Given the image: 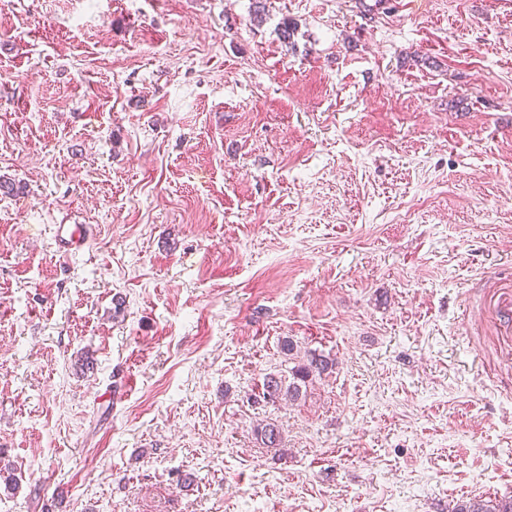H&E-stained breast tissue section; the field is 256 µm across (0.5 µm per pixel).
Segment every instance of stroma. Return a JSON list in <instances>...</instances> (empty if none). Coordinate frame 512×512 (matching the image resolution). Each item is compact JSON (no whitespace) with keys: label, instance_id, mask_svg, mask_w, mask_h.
I'll return each mask as SVG.
<instances>
[{"label":"stroma","instance_id":"35a3bbf8","mask_svg":"<svg viewBox=\"0 0 512 512\" xmlns=\"http://www.w3.org/2000/svg\"><path fill=\"white\" fill-rule=\"evenodd\" d=\"M1 177L0 512L512 497V0H0ZM94 237L92 227L76 224L53 225V240L56 250L68 257L89 246ZM332 367V362L324 356L310 355L307 363H298L292 368V375L294 381L289 383L287 387H283L281 379L276 377H269L264 385L263 397L269 400L278 399L280 396L284 398H298L301 392V385L296 383L300 381L306 386V383L312 381L314 373L318 375L323 374L325 371ZM296 379V381H295Z\"/></svg>","mask_w":512,"mask_h":512}]
</instances>
